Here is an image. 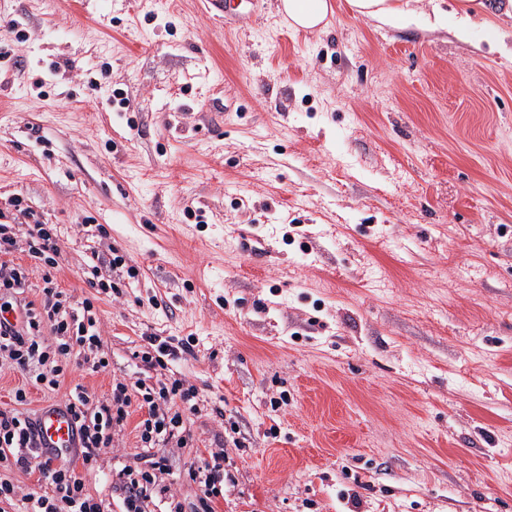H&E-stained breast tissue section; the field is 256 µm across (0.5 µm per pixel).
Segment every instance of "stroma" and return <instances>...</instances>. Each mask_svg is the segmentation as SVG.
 I'll return each mask as SVG.
<instances>
[{
	"label": "stroma",
	"mask_w": 512,
	"mask_h": 512,
	"mask_svg": "<svg viewBox=\"0 0 512 512\" xmlns=\"http://www.w3.org/2000/svg\"><path fill=\"white\" fill-rule=\"evenodd\" d=\"M205 2L0 0V212L52 227L72 307L94 271L121 287L94 299L108 367L72 358L26 411L191 337L175 500L220 449L215 512H512V23L498 49ZM140 418L86 477L105 512Z\"/></svg>",
	"instance_id": "1"
}]
</instances>
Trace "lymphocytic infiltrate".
Here are the masks:
<instances>
[{
    "label": "lymphocytic infiltrate",
    "mask_w": 512,
    "mask_h": 512,
    "mask_svg": "<svg viewBox=\"0 0 512 512\" xmlns=\"http://www.w3.org/2000/svg\"><path fill=\"white\" fill-rule=\"evenodd\" d=\"M15 227L0 224V359L26 373L31 385L57 390L64 382L71 357L94 352L101 344L93 315V303L84 300L82 314L67 311L53 269L59 266L60 249L50 229L40 220L25 225L28 253L48 268L43 276V307L22 302L28 274L19 264L8 261L13 251ZM57 338L56 346L46 345L44 330ZM198 391L180 379L157 377L155 383L115 382L109 400L93 401L87 392L75 394L66 409L72 415L81 443L77 452L80 466L39 450L33 421L21 412L28 402L26 388L14 392L15 408L0 410V465L36 476L39 488L18 495L11 479L0 477V512H104L101 502L85 491L83 471L92 470L100 454L112 445L111 431L125 425L130 405L144 413L135 430L143 451L150 454L147 470L122 473L123 512H146L152 498L155 473L165 471L166 458L156 453L159 443L179 437L181 413L170 412V405L181 403L195 408Z\"/></svg>",
    "instance_id": "f902f5d3"
}]
</instances>
